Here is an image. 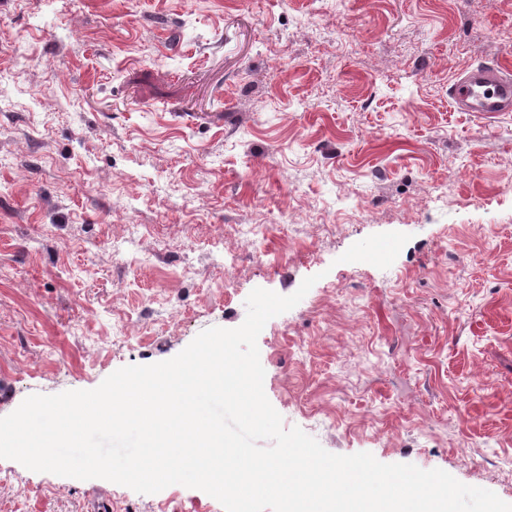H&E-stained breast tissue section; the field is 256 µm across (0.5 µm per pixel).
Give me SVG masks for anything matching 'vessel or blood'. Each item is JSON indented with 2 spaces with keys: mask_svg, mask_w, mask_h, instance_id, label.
Listing matches in <instances>:
<instances>
[{
  "mask_svg": "<svg viewBox=\"0 0 512 512\" xmlns=\"http://www.w3.org/2000/svg\"><path fill=\"white\" fill-rule=\"evenodd\" d=\"M448 96L457 112H512V69L498 63L470 68L450 83Z\"/></svg>",
  "mask_w": 512,
  "mask_h": 512,
  "instance_id": "b4317fda",
  "label": "vessel or blood"
}]
</instances>
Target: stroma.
<instances>
[{"label": "stroma", "instance_id": "1", "mask_svg": "<svg viewBox=\"0 0 512 512\" xmlns=\"http://www.w3.org/2000/svg\"><path fill=\"white\" fill-rule=\"evenodd\" d=\"M512 0H0V417L235 328L284 428L512 504ZM444 186L439 196L429 186ZM224 512L0 459V512ZM455 112H512V71L499 63L470 68L449 84Z\"/></svg>", "mask_w": 512, "mask_h": 512}]
</instances>
